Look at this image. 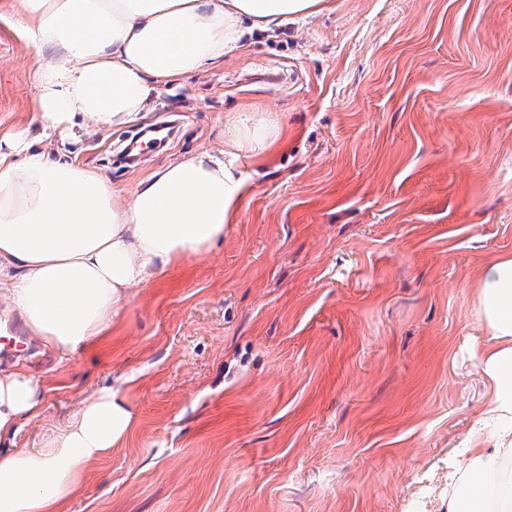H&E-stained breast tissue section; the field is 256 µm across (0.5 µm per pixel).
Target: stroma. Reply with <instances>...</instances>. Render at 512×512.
<instances>
[{"mask_svg": "<svg viewBox=\"0 0 512 512\" xmlns=\"http://www.w3.org/2000/svg\"><path fill=\"white\" fill-rule=\"evenodd\" d=\"M48 58L0 18V136ZM254 108L288 128L278 168L136 288L110 352L19 353L45 410L17 446L124 375L134 428L66 512H448L493 396L478 275L512 255V0H323L70 148L126 198Z\"/></svg>", "mask_w": 512, "mask_h": 512, "instance_id": "35a3bbf8", "label": "stroma"}]
</instances>
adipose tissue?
Listing matches in <instances>:
<instances>
[{"label":"adipose tissue","instance_id":"ef3b65f1","mask_svg":"<svg viewBox=\"0 0 512 512\" xmlns=\"http://www.w3.org/2000/svg\"><path fill=\"white\" fill-rule=\"evenodd\" d=\"M322 0H0L50 61L35 71L31 118L54 153L26 135L0 143V312L19 313L28 335L58 361L106 346L134 288L206 253L236 223L259 171L288 145L268 112L224 115V148L186 154L142 178L122 199L101 170L68 148L84 123L119 127L148 111L158 89L243 47L248 35L308 17ZM479 304L489 339L479 360L495 385L476 429L448 471V512L512 507V256L483 270ZM43 385L0 369V512H64L90 467L130 432L120 390L83 400L67 428L21 450L22 426L42 416Z\"/></svg>","mask_w":512,"mask_h":512}]
</instances>
